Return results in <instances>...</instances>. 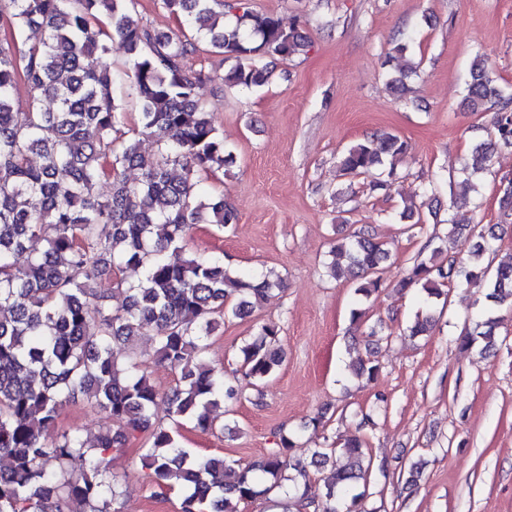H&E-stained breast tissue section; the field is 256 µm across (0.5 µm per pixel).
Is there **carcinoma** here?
Wrapping results in <instances>:
<instances>
[{"mask_svg":"<svg viewBox=\"0 0 512 512\" xmlns=\"http://www.w3.org/2000/svg\"><path fill=\"white\" fill-rule=\"evenodd\" d=\"M217 0H162L163 8L192 25L193 35L159 32L132 19L136 0H0V20L15 26L0 39V512H109L106 455L119 452L139 433H149L142 466L155 481L186 492L183 512H237L236 504L260 494V486L292 483L283 512L304 500L297 479L308 469L336 468L317 512H357L363 494L354 493L374 463L365 442L352 437L334 448L293 454L296 441L281 446L239 472L222 457L203 458L183 447L157 423L159 402L166 415L203 432L213 429L217 409L241 399L242 389L224 382V373L205 362L208 339L226 312L236 317L252 310L251 299L268 300L283 281L267 274L238 275L224 261L187 250L195 225L220 231L237 222L224 195L202 189L201 173L235 163L224 136L199 97L203 75L186 63L206 44L230 63L224 85L254 90L268 83L263 56L291 58L303 53L307 36L287 27L249 0L227 5L231 24ZM38 29L35 43L24 29ZM125 48L139 103L138 123L127 127L122 100L114 95V73L107 63L113 40ZM26 81L53 99L56 110L31 100L20 107L16 89ZM472 112L498 107L495 135L477 142L471 174L488 170L501 146H512V94L496 83L476 59L466 83ZM154 138L158 153L140 152V137ZM37 154L40 163L31 160ZM410 153V145L388 134L347 148L337 164L344 174L379 167L382 190ZM139 171L135 182L124 173ZM111 183L102 198L97 186ZM475 264L461 267L453 258L434 262L441 248L413 262L398 282L404 291L419 288L439 299L443 287L462 283L486 290L480 309L479 337L485 352L496 350L493 313L512 307V252L495 267L481 264L496 253L490 239L477 234ZM34 241L43 249L19 265L15 256ZM330 275L357 284L363 298L384 283L387 242L368 231L336 239ZM142 278L121 289L123 302L110 305L109 292L92 284L112 280L127 268ZM162 325L155 338L159 360L178 371V385L162 395L127 351V345ZM280 328L261 325L240 348L242 376L257 387L282 363ZM380 367L359 360L353 375L371 382ZM78 397L124 423L107 430L88 448L77 430L53 434L61 410Z\"/></svg>","mask_w":512,"mask_h":512,"instance_id":"carcinoma-1","label":"carcinoma"}]
</instances>
